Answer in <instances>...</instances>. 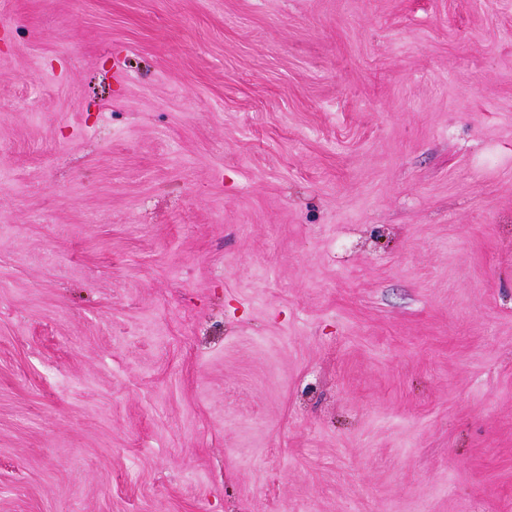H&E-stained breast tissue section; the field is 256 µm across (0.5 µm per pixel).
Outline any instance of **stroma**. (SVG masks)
Here are the masks:
<instances>
[{
    "instance_id": "35a3bbf8",
    "label": "stroma",
    "mask_w": 512,
    "mask_h": 512,
    "mask_svg": "<svg viewBox=\"0 0 512 512\" xmlns=\"http://www.w3.org/2000/svg\"><path fill=\"white\" fill-rule=\"evenodd\" d=\"M0 512H512V0H0Z\"/></svg>"
}]
</instances>
